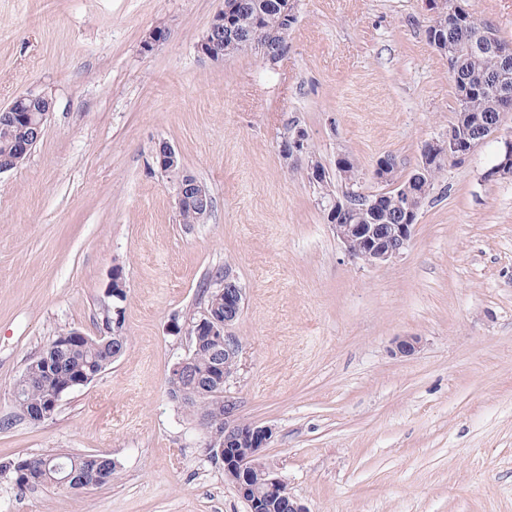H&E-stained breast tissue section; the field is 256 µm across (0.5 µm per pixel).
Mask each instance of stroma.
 Masks as SVG:
<instances>
[{
  "label": "stroma",
  "instance_id": "stroma-1",
  "mask_svg": "<svg viewBox=\"0 0 512 512\" xmlns=\"http://www.w3.org/2000/svg\"><path fill=\"white\" fill-rule=\"evenodd\" d=\"M222 0H0V107L25 93L53 114L25 163L0 174V462L102 454L112 484L18 487L0 512H249L211 458L210 430L170 393L187 324L228 272L244 293L226 389L239 420L310 512H512V179L496 144L446 165L409 248L387 267L348 260L289 123L328 171L344 154L367 191L385 154L397 178L457 109L423 0H298L274 70L254 50L219 65L195 44ZM157 26L166 41L145 53ZM167 141L209 188L205 223L178 220L153 162ZM126 347L90 384L29 422L12 391L59 331L100 333L113 268ZM418 336L410 357L392 350ZM297 126L298 124L293 123L288 127V132L294 131ZM303 131V128L298 129L293 138L288 136L287 132L281 142L280 155L284 164H287L289 169L296 166L303 157H306L305 140L307 136H304Z\"/></svg>",
  "mask_w": 512,
  "mask_h": 512
}]
</instances>
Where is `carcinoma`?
Here are the masks:
<instances>
[{"mask_svg":"<svg viewBox=\"0 0 512 512\" xmlns=\"http://www.w3.org/2000/svg\"><path fill=\"white\" fill-rule=\"evenodd\" d=\"M232 21L234 35H224V56L230 57L241 51V42L261 26L275 28L280 22L276 0H241ZM429 44H442L453 47L443 51L448 57V71L452 74L458 96V109L450 122L455 137L459 140L485 138L498 129L503 109L497 95L496 80L501 63L497 49L512 47V41H506L496 34L489 25L480 22L467 11H454L439 20H431L426 29ZM31 129L21 122L14 126L4 124L0 117V164L12 169L21 166L27 155L16 152L15 142L27 139ZM455 162L454 155L435 162L429 176L407 179L405 204L417 210L434 188V180L446 163ZM318 175L312 184L319 189L320 199L324 202L337 196L336 186L326 174L321 163H316ZM336 177L344 191L352 194L346 210L336 214L341 224H375L384 227L388 224L402 223L400 208L395 198L383 194L376 207L365 209L362 189L361 170L356 159L344 154L336 160ZM198 342L204 350L198 352L195 368L199 375L209 373L212 357L206 350L210 340L204 333L198 335ZM112 364V346L101 345L94 337L72 335V330H62L55 336L40 356L29 363L27 372L41 377V381L29 387L21 395L18 409L21 415L52 399L61 385L96 376ZM57 463H64L68 469H77L76 483L67 487L69 491L97 488L112 483L116 478V464L112 458L99 454L59 455L42 454L28 460L0 463V473L9 472L16 484L36 487L50 483L46 472ZM263 458L256 457L246 462V471L258 488H263L265 470Z\"/></svg>","mask_w":512,"mask_h":512,"instance_id":"obj_1","label":"carcinoma"}]
</instances>
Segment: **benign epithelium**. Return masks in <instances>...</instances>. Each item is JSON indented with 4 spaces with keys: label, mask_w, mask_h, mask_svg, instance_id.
I'll use <instances>...</instances> for the list:
<instances>
[{
    "label": "benign epithelium",
    "mask_w": 512,
    "mask_h": 512,
    "mask_svg": "<svg viewBox=\"0 0 512 512\" xmlns=\"http://www.w3.org/2000/svg\"><path fill=\"white\" fill-rule=\"evenodd\" d=\"M237 4L234 0H224L223 7L211 18L209 25L199 40L196 42L198 56L211 63L224 61V26L228 22L230 14L235 11ZM168 30L165 27L151 29L142 41V50L152 51L155 46L166 40ZM1 112L9 113L21 121L28 120V113L37 112L36 121L33 124L36 138H41L50 115L53 112V104L41 95L22 94L15 97L7 106L0 108ZM456 149L472 152L475 145L457 144L454 133H448V137L433 139L426 142L420 152V160L417 168L426 172L430 162L435 158H447L448 146ZM501 160L489 171L492 178L508 179L512 177V138L509 136L501 139ZM160 168H174L180 162V156L175 148L164 141L158 146ZM280 155L285 164L292 168L306 156V136L303 129H298L294 136H284ZM373 176L379 183L389 185V189L395 191V197L403 196L402 181L394 180L390 167L384 163L375 164ZM177 206L193 203L198 208L207 212L212 211L210 196L205 189L191 180H182L175 188ZM418 217L408 218L406 224H391L387 229L391 243L383 244L375 238L374 228L370 224H334L332 229L336 235L345 255L353 260L360 261L368 266L386 267L400 257L409 247L417 225ZM108 295L122 299L121 292L126 290L122 270L114 268L107 285ZM243 301L242 289L238 288L230 274L224 275V314L214 315L212 309L201 311L198 325L209 327L215 347L212 354L219 355L224 352V361L231 364V369L226 370L221 363H216V369L212 374L216 385L225 386L239 368L240 345L236 337L229 335L228 329L236 319ZM421 340L417 336H403L395 343V354L411 356L420 347ZM210 426L216 432H224V455L219 461L224 464V477L231 482L248 503L250 512H264L266 507L263 495L250 484L246 474L239 469V461L252 454H262L274 437L275 428L270 425H245L235 416V404L229 399H224V414L216 413L207 416ZM267 485L269 491L274 492L281 499L283 507L288 512H309L307 507L288 493L283 481L273 472H267Z\"/></svg>",
    "instance_id": "7a95c632"
}]
</instances>
